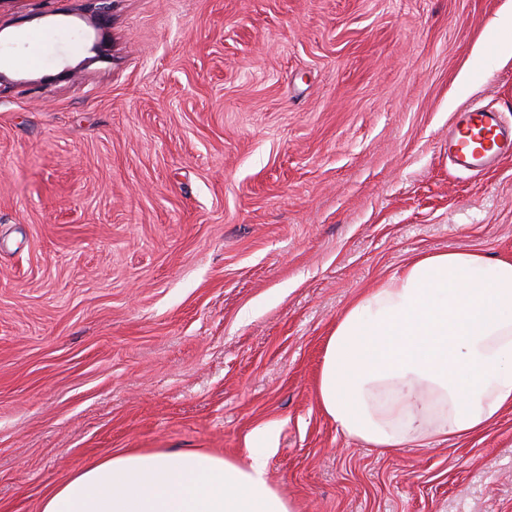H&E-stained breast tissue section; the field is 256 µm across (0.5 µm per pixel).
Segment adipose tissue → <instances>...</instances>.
Returning <instances> with one entry per match:
<instances>
[{"mask_svg": "<svg viewBox=\"0 0 512 512\" xmlns=\"http://www.w3.org/2000/svg\"><path fill=\"white\" fill-rule=\"evenodd\" d=\"M321 411L369 447L473 435L512 406V259L420 253L363 292L327 338ZM249 462L200 449L127 450L64 478L40 512H294Z\"/></svg>", "mask_w": 512, "mask_h": 512, "instance_id": "1", "label": "adipose tissue"}]
</instances>
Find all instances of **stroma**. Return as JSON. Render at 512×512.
Returning <instances> with one entry per match:
<instances>
[{"label": "stroma", "instance_id": "obj_1", "mask_svg": "<svg viewBox=\"0 0 512 512\" xmlns=\"http://www.w3.org/2000/svg\"><path fill=\"white\" fill-rule=\"evenodd\" d=\"M512 0H0V512L137 448L248 462L297 512H512V409L371 448L326 339L422 252L512 257ZM470 141L475 146L469 147ZM510 154L512 125L502 121L498 109L472 105L448 128V157L459 170H482Z\"/></svg>", "mask_w": 512, "mask_h": 512}]
</instances>
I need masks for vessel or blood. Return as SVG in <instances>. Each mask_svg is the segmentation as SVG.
I'll return each mask as SVG.
<instances>
[{
	"label": "vessel or blood",
	"instance_id": "obj_1",
	"mask_svg": "<svg viewBox=\"0 0 512 512\" xmlns=\"http://www.w3.org/2000/svg\"><path fill=\"white\" fill-rule=\"evenodd\" d=\"M512 154V125L497 109L472 105L448 128V157L457 169L478 171Z\"/></svg>",
	"mask_w": 512,
	"mask_h": 512
}]
</instances>
